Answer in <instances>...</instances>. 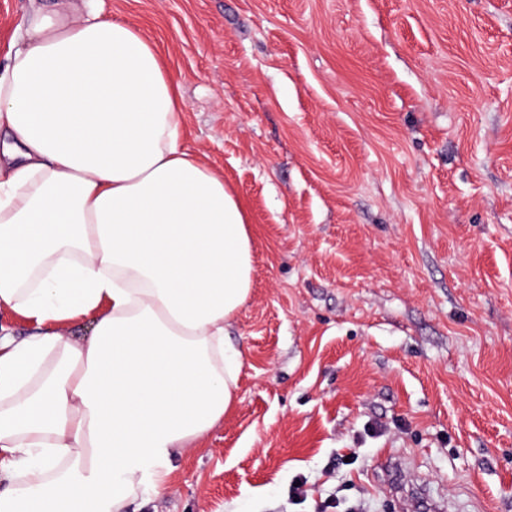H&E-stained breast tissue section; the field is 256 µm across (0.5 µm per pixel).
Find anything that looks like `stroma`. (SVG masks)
<instances>
[{"mask_svg":"<svg viewBox=\"0 0 512 512\" xmlns=\"http://www.w3.org/2000/svg\"><path fill=\"white\" fill-rule=\"evenodd\" d=\"M99 7L255 229L236 404L130 512H400L387 454L449 512H512V0Z\"/></svg>","mask_w":512,"mask_h":512,"instance_id":"obj_1","label":"stroma"}]
</instances>
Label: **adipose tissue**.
I'll list each match as a JSON object with an SVG mask.
<instances>
[{"instance_id":"1","label":"adipose tissue","mask_w":512,"mask_h":512,"mask_svg":"<svg viewBox=\"0 0 512 512\" xmlns=\"http://www.w3.org/2000/svg\"><path fill=\"white\" fill-rule=\"evenodd\" d=\"M38 0L0 67V512H126L235 405L253 235L135 25ZM91 317L90 335L66 328ZM0 324L8 327L18 337H25L38 330L29 320L7 308H0Z\"/></svg>"}]
</instances>
